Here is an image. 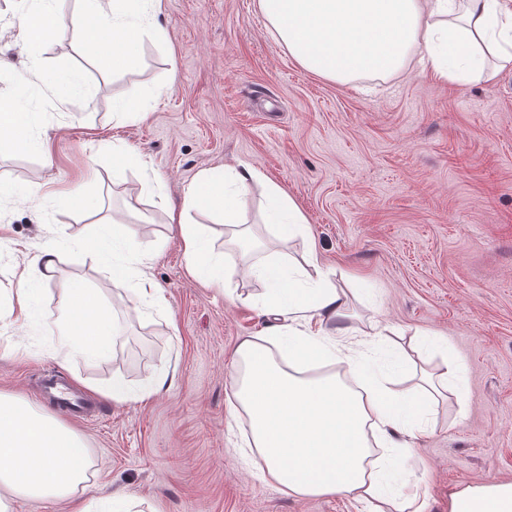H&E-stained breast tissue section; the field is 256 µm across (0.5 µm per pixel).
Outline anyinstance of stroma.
Returning a JSON list of instances; mask_svg holds the SVG:
<instances>
[{"mask_svg":"<svg viewBox=\"0 0 512 512\" xmlns=\"http://www.w3.org/2000/svg\"><path fill=\"white\" fill-rule=\"evenodd\" d=\"M18 7L0 0V96L20 94L15 78L34 57L47 75L79 73L84 93L62 105L32 92L43 149L18 154L0 138V291L56 237L67 246L62 280L118 299L124 282L81 249L118 216L152 251L146 274L167 308L118 307V336L92 363L59 346L57 285L40 286L28 321L0 328V393L42 413H59L42 394L46 368L79 389L171 376L143 400L93 395L92 416L74 421L92 462L88 500L135 497L142 512H365L344 496H288L240 462L229 369L238 344L268 325L251 303L264 285L235 276L208 287L189 272L170 215L201 172L242 163L307 220L274 250L286 260L314 252L352 294L354 326L424 331L430 361L463 365L462 400L413 442L427 512H448L461 483L512 480V69L492 83L443 84L413 62L365 93L305 70L258 0H158L132 67L115 73L84 53L79 0H61L65 22L41 47L12 29ZM130 95L145 119L115 118ZM116 147L146 168L119 167ZM34 181L57 196L82 189L102 208L38 205ZM264 184L250 187L243 223H262Z\"/></svg>","mask_w":512,"mask_h":512,"instance_id":"35a3bbf8","label":"stroma"}]
</instances>
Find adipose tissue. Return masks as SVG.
<instances>
[{
	"label": "adipose tissue",
	"mask_w": 512,
	"mask_h": 512,
	"mask_svg": "<svg viewBox=\"0 0 512 512\" xmlns=\"http://www.w3.org/2000/svg\"><path fill=\"white\" fill-rule=\"evenodd\" d=\"M23 2L15 16L22 39L52 42L62 23L58 0ZM155 2L138 0L129 11L112 0H81L87 55L116 72L127 68L146 31L143 16ZM259 8L302 67L342 84L389 76L414 59L446 83L471 75L492 82L512 68V0H259ZM35 123L24 99L0 100V132L16 152L38 146ZM261 178L246 164L226 181L201 173L182 209L220 212L230 240L248 246L254 237L239 216L250 184ZM265 215L282 240L302 232L306 222L275 184L266 187ZM176 227L189 270L223 285L224 266L202 234L182 220ZM104 235L107 245L126 251L113 263V277L130 283L137 305L161 307L163 293L144 273L151 253L121 221L108 222ZM63 261L56 243L45 245L22 268L8 306H0V323L18 322L34 282L56 281ZM249 270L270 284L258 307L275 323L265 335L244 339L233 359L234 411L248 424L245 460L260 459V477L291 496L343 494L368 504L369 512H425L426 492L411 476L385 490L373 450L406 463L413 439L429 431V411L460 396V387L425 362L410 389L368 370L364 344L347 324L351 295L328 279L315 257L285 270L266 256ZM56 311L71 356L91 360L109 349L116 326L96 289L64 285ZM308 365L316 374H305ZM87 479L88 448L76 430L0 393V512H13L23 498L65 500L70 512H93L78 496ZM448 512H512V481L461 484L448 499Z\"/></svg>",
	"instance_id": "1"
}]
</instances>
